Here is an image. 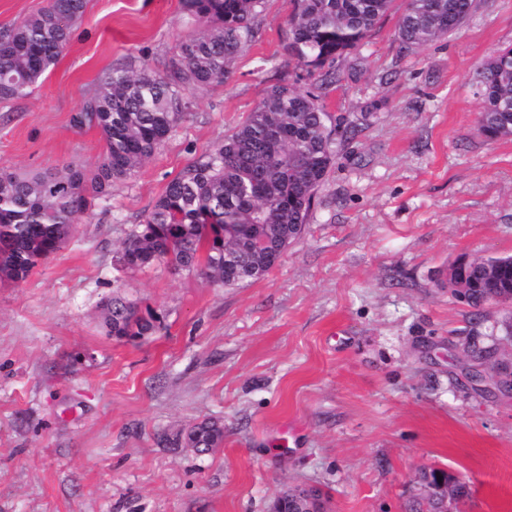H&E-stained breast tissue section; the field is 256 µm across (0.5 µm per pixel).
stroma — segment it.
Wrapping results in <instances>:
<instances>
[{
	"label": "stroma",
	"instance_id": "stroma-1",
	"mask_svg": "<svg viewBox=\"0 0 512 512\" xmlns=\"http://www.w3.org/2000/svg\"><path fill=\"white\" fill-rule=\"evenodd\" d=\"M395 0L327 87L336 160L300 240L263 277L225 287L113 257L167 183L280 79H314L287 49L291 0H264L221 83L185 91L165 145L97 197L22 282L0 279V512H270L294 487L327 512H405L425 468L512 512V302L475 311L440 275L512 255V137L479 130L480 65L512 46V0H478L457 31L402 49ZM195 30L180 0H88L63 55L0 102V169L94 168L74 119L99 75L164 73ZM156 313L153 335H108L113 296ZM494 351L476 365L467 352ZM214 421L224 441H171Z\"/></svg>",
	"mask_w": 512,
	"mask_h": 512
}]
</instances>
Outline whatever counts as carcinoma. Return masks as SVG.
<instances>
[{"mask_svg": "<svg viewBox=\"0 0 512 512\" xmlns=\"http://www.w3.org/2000/svg\"><path fill=\"white\" fill-rule=\"evenodd\" d=\"M289 52L312 70L357 48L391 10L394 0H292ZM263 0H182L201 29L182 40L164 75L146 66L116 67L99 77L76 116L80 127L100 131L105 142L92 170L68 164L54 173L0 172V274L27 278L38 261L71 236L90 199L135 174L181 119L182 91L221 82L241 46L255 35ZM87 0L49 5L0 30V100L31 92L69 43ZM477 0H406L397 36L409 50L458 30ZM481 132L512 136V48L496 52L479 71ZM339 81L326 72L305 93L279 83L224 140L165 187L143 224L114 256L123 270L166 263L200 271L214 283L235 285L263 277L302 235L317 191L336 150L326 126L323 89ZM448 288L479 311L512 300V256L462 260L450 267ZM108 334L151 336L159 317L138 312L115 296L105 316ZM223 430L191 428L188 442L214 448Z\"/></svg>", "mask_w": 512, "mask_h": 512, "instance_id": "carcinoma-1", "label": "carcinoma"}]
</instances>
